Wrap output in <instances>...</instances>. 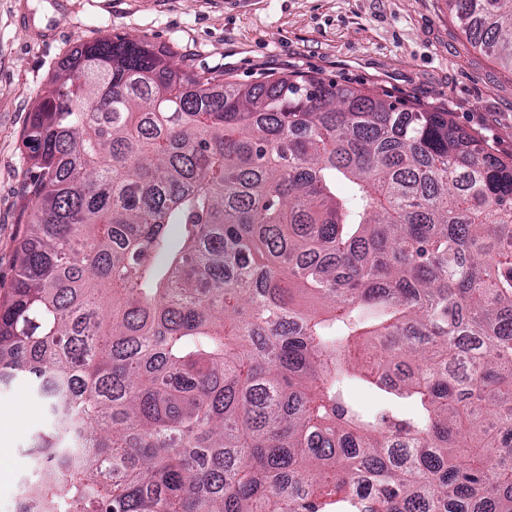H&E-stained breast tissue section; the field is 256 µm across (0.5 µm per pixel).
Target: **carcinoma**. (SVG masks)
Instances as JSON below:
<instances>
[{"label": "carcinoma", "mask_w": 512, "mask_h": 512, "mask_svg": "<svg viewBox=\"0 0 512 512\" xmlns=\"http://www.w3.org/2000/svg\"><path fill=\"white\" fill-rule=\"evenodd\" d=\"M448 7L512 69V0ZM24 141L0 384L52 425L17 512H512V161L446 112L118 35Z\"/></svg>", "instance_id": "carcinoma-1"}]
</instances>
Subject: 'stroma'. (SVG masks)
Returning <instances> with one entry per match:
<instances>
[{
	"mask_svg": "<svg viewBox=\"0 0 512 512\" xmlns=\"http://www.w3.org/2000/svg\"><path fill=\"white\" fill-rule=\"evenodd\" d=\"M108 35L242 85L296 73L442 111L512 158V69L471 45L448 0H0V298L31 211L23 133L61 59ZM50 425L25 379L0 386V512H15L35 474L28 438Z\"/></svg>",
	"mask_w": 512,
	"mask_h": 512,
	"instance_id": "obj_1",
	"label": "stroma"
}]
</instances>
